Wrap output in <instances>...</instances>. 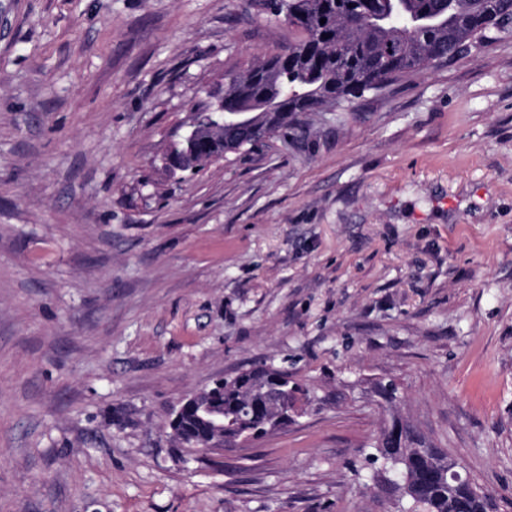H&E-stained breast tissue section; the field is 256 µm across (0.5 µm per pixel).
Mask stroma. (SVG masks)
Listing matches in <instances>:
<instances>
[{"mask_svg":"<svg viewBox=\"0 0 512 512\" xmlns=\"http://www.w3.org/2000/svg\"><path fill=\"white\" fill-rule=\"evenodd\" d=\"M7 18L0 512H407L368 460L394 414L512 512V33L179 179L225 70L296 31L253 0ZM265 361L305 415L174 446L183 398Z\"/></svg>","mask_w":512,"mask_h":512,"instance_id":"1","label":"stroma"}]
</instances>
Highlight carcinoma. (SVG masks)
<instances>
[{
    "instance_id": "obj_1",
    "label": "carcinoma",
    "mask_w": 512,
    "mask_h": 512,
    "mask_svg": "<svg viewBox=\"0 0 512 512\" xmlns=\"http://www.w3.org/2000/svg\"><path fill=\"white\" fill-rule=\"evenodd\" d=\"M274 16L302 37L244 69L224 73V111L243 112L257 131L240 147L267 141L280 129L301 123L308 112L338 109L336 118L365 93L382 91L432 63L481 44L486 31L512 22V0H283ZM325 23H320V20ZM224 155L219 139L170 146L164 160L172 171L183 165L201 170ZM308 391L280 368L254 365L215 383L182 403L169 420L179 447L207 450L237 447L268 435L295 416ZM224 423V440L216 424ZM404 441L392 447L381 429L372 459L395 471L407 487L409 512H490V497L468 485L448 504L443 473L448 452L428 442L408 424Z\"/></svg>"
}]
</instances>
